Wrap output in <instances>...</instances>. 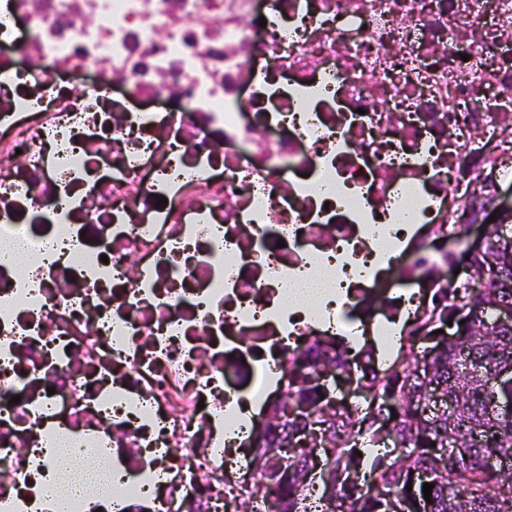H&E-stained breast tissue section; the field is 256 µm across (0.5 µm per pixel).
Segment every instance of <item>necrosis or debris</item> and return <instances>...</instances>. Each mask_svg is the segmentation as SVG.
Here are the masks:
<instances>
[{
    "instance_id": "1",
    "label": "necrosis or debris",
    "mask_w": 512,
    "mask_h": 512,
    "mask_svg": "<svg viewBox=\"0 0 512 512\" xmlns=\"http://www.w3.org/2000/svg\"><path fill=\"white\" fill-rule=\"evenodd\" d=\"M1 7L0 512H238L290 337L399 347L512 182V0Z\"/></svg>"
}]
</instances>
